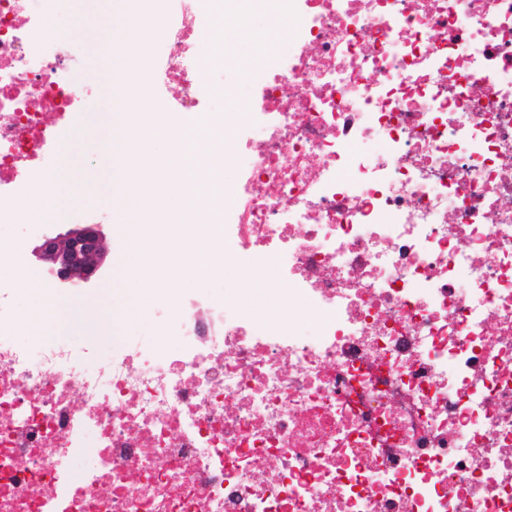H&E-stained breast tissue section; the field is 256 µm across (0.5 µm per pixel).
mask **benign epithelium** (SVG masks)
Instances as JSON below:
<instances>
[{"instance_id": "benign-epithelium-1", "label": "benign epithelium", "mask_w": 512, "mask_h": 512, "mask_svg": "<svg viewBox=\"0 0 512 512\" xmlns=\"http://www.w3.org/2000/svg\"><path fill=\"white\" fill-rule=\"evenodd\" d=\"M31 256L49 273L58 290H78L101 272L106 260L104 235L96 224L48 234L35 242Z\"/></svg>"}]
</instances>
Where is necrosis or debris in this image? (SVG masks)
<instances>
[{
	"label": "necrosis or debris",
	"instance_id": "necrosis-or-debris-1",
	"mask_svg": "<svg viewBox=\"0 0 512 512\" xmlns=\"http://www.w3.org/2000/svg\"><path fill=\"white\" fill-rule=\"evenodd\" d=\"M175 2L151 104L200 120L224 32ZM225 4L301 33L220 148L224 265L269 296L169 299L180 356L103 357L21 339L1 288L0 512H512V0ZM57 8L0 0V223L52 207L33 189L98 109Z\"/></svg>",
	"mask_w": 512,
	"mask_h": 512
}]
</instances>
